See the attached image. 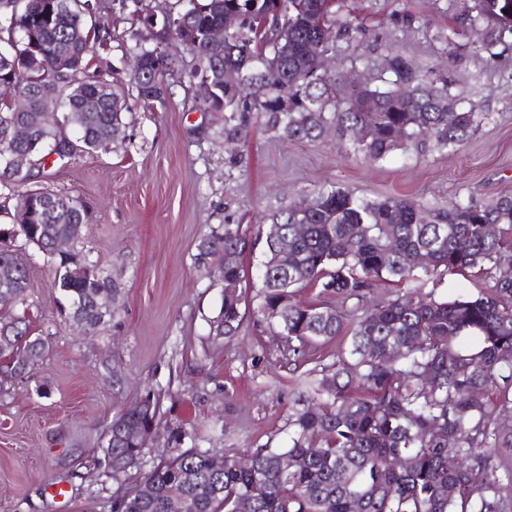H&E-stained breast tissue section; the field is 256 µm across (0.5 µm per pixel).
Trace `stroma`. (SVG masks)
<instances>
[{
    "mask_svg": "<svg viewBox=\"0 0 512 512\" xmlns=\"http://www.w3.org/2000/svg\"><path fill=\"white\" fill-rule=\"evenodd\" d=\"M91 2L111 40L91 55L90 71L128 78L126 57L140 41L129 11L121 0ZM472 3L345 0L341 11L366 28L336 51L355 79L373 81L395 51L420 70L449 72L462 107L485 113L453 148L369 163L339 147L334 133L295 142L256 121L225 139L223 113L199 108L198 82L189 76L194 59L181 45L165 107L134 104L118 139L67 165L49 164L50 179L33 180L83 203L86 222L74 248L111 278L112 319L95 334L80 333L52 286V264L23 236L13 238L29 272L27 301L14 313L48 351L29 373L8 379L0 397V512H112L113 495L137 473L118 482L105 476L106 431L149 394L160 414L147 462L178 445L287 447L307 366L288 360L279 336L254 316L253 284L238 334L213 335L222 283L199 261L197 245L227 224L256 233L273 211L330 188L435 208L472 195L486 203L512 195V50H483L485 23L465 16Z\"/></svg>",
    "mask_w": 512,
    "mask_h": 512,
    "instance_id": "35a3bbf8",
    "label": "stroma"
}]
</instances>
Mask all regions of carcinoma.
Here are the masks:
<instances>
[{
	"label": "carcinoma",
	"instance_id": "1",
	"mask_svg": "<svg viewBox=\"0 0 512 512\" xmlns=\"http://www.w3.org/2000/svg\"><path fill=\"white\" fill-rule=\"evenodd\" d=\"M509 0H475L476 18L493 22L489 50L512 35ZM240 17L227 49L214 47L208 29L224 12ZM89 0H0V149H9L13 125L30 112L10 101L29 98L38 109H65L63 124L79 129L80 153L90 154L123 132L131 100L165 106L166 77L180 44H193L204 66L192 76L221 74L211 108L224 109V134L234 138L251 116L279 137L316 141L328 128L364 159L379 162L425 142L437 150L462 143L485 116L459 106L448 78L418 70L403 55L388 57L374 86L354 87L339 73L317 68L319 52L365 36V29L336 16L329 0H176L167 21L137 50L140 75L128 82L89 73L101 23ZM32 31L35 41L21 40ZM7 38H2V35ZM288 38V57L278 42ZM66 50L70 66L56 67ZM402 86L412 90L397 97ZM456 107L448 121V106ZM62 127L38 128L20 148L36 166L16 178L0 165V185L23 187L46 178L45 160L77 157ZM26 216L17 234L54 259L53 288L70 301V318L94 334L112 314L95 307L112 291V279L72 251L57 255L56 237L85 223L77 199L48 189L18 194L12 219ZM306 233H296V225ZM493 225L496 233H487ZM264 240L256 314L282 337L294 360L316 361L313 345L338 336L346 343L328 365L307 370L306 391L288 417V447L237 453L210 448L177 450L144 468L137 437L155 419L134 407L115 417L104 449L106 477L115 481L141 469L135 484L115 497L112 512H512V428L500 423L512 410V196L493 204L474 197L446 209L405 197L367 199L337 188L271 214L252 238L226 224L199 244V258L214 262L224 283L215 335L231 338L242 324L243 258ZM429 258L425 266L418 257ZM482 276L489 287L476 296L438 299L425 291L444 274ZM376 282L398 286L383 304L364 306ZM319 289L321 300L302 305L293 289ZM28 271L0 247V359L22 374L43 358L45 344L31 338L23 318L3 314L25 301ZM356 300L350 314L335 302ZM504 469L507 482L498 476ZM482 473L478 481L474 473Z\"/></svg>",
	"mask_w": 512,
	"mask_h": 512
}]
</instances>
